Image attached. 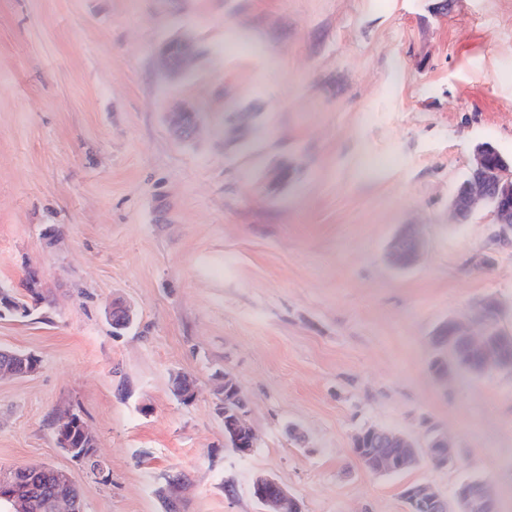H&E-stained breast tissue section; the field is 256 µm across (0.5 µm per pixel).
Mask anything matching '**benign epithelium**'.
Segmentation results:
<instances>
[{
  "label": "benign epithelium",
  "instance_id": "7a95c632",
  "mask_svg": "<svg viewBox=\"0 0 512 512\" xmlns=\"http://www.w3.org/2000/svg\"><path fill=\"white\" fill-rule=\"evenodd\" d=\"M489 146L478 147L473 162L469 168L471 177L460 184L452 200L451 208L455 218L462 214H470L479 203L492 207L496 231L492 236L495 243L512 242V166L504 157H499L497 163V177L488 180L481 176L488 166ZM422 240L415 231L400 236L394 243L391 251L393 263L400 267L410 265L419 255ZM500 315L499 304L494 300H487L483 304L484 332L475 337L461 321L450 318L439 325L432 336V344L438 349L437 358L447 361V369L438 373V377L445 378L455 373H467L472 376H482L492 372L502 371L506 368L512 370V335H502L492 338L490 329ZM0 378L26 377L39 370V362L33 354H20L12 350H0ZM238 384L229 373H224V394L216 405L218 416L224 421L225 441H234L237 444L236 452L245 457L250 455L256 447V437L246 421L245 407L235 405L232 398V389ZM80 427L83 433L95 441L92 433L84 423L72 412L64 414L56 428L57 444L72 458L85 461L95 455L93 448H75L71 443L70 433L75 427ZM381 435L392 444L397 445L406 453L401 456L400 464L408 469L417 466L421 458L439 457L448 465L455 463L451 446L447 439L438 435L420 448L412 441L394 431L368 428L357 435L362 447L358 449L364 466L373 470L371 456L366 453L363 445L374 437ZM31 472H47L53 475L57 490L52 497L40 501L33 489L21 484V476ZM253 496L264 506L266 512H297V501L288 495V492L272 477L257 476L252 484ZM0 497L11 502L13 512H32V509L42 507L48 512H84L85 492L77 487L69 475L51 466L28 467L20 469L0 470ZM409 510L413 512L420 507L426 512H493L495 503L488 494L487 487L481 486L477 493L460 483L453 494L455 508H450L449 502L426 484H414L406 487L403 493Z\"/></svg>",
  "mask_w": 512,
  "mask_h": 512
}]
</instances>
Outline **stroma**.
<instances>
[{
  "label": "stroma",
  "instance_id": "stroma-1",
  "mask_svg": "<svg viewBox=\"0 0 512 512\" xmlns=\"http://www.w3.org/2000/svg\"><path fill=\"white\" fill-rule=\"evenodd\" d=\"M178 37L174 80L157 55ZM484 143L512 162V0H0V285L33 271L46 297L0 320V348L40 361L0 380V468L66 471L85 512H165L175 475L181 512H263L262 474L301 512H407V485L475 474L512 512V372L429 369L435 328L481 334L485 300L512 333V244L490 207L450 210ZM408 225L424 249L398 269ZM226 372L246 457L216 412ZM68 410L103 473L58 447ZM372 427L445 436L458 463L372 473Z\"/></svg>",
  "mask_w": 512,
  "mask_h": 512
}]
</instances>
